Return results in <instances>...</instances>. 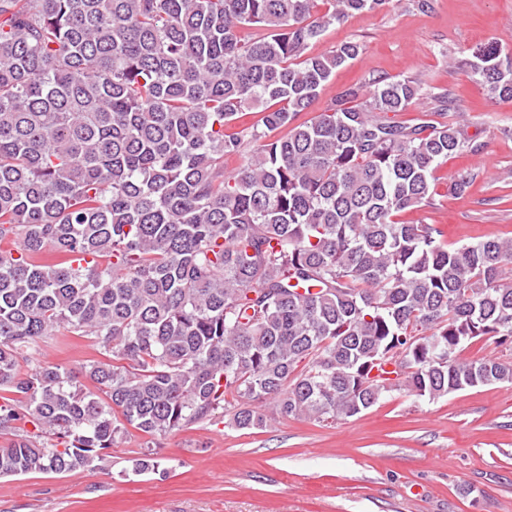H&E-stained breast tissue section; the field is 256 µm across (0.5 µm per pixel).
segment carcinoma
Wrapping results in <instances>:
<instances>
[{
  "label": "carcinoma",
  "instance_id": "carcinoma-1",
  "mask_svg": "<svg viewBox=\"0 0 512 512\" xmlns=\"http://www.w3.org/2000/svg\"><path fill=\"white\" fill-rule=\"evenodd\" d=\"M387 4L0 0V477L94 468L130 427L250 430L261 406L321 422L386 392L512 385V357L461 358L480 337L512 352V238L450 245L399 220L483 145L388 117L421 99L409 77L305 118L361 49L309 44ZM455 65L512 99L496 46ZM61 331L96 344L93 388L51 361L22 371ZM159 468L151 447L132 464Z\"/></svg>",
  "mask_w": 512,
  "mask_h": 512
}]
</instances>
